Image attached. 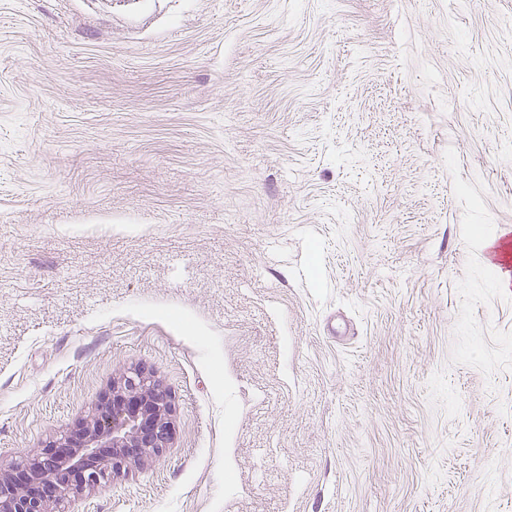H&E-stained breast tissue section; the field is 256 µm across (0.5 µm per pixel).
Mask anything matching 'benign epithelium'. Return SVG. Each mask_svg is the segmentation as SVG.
<instances>
[{
	"instance_id": "1",
	"label": "benign epithelium",
	"mask_w": 512,
	"mask_h": 512,
	"mask_svg": "<svg viewBox=\"0 0 512 512\" xmlns=\"http://www.w3.org/2000/svg\"><path fill=\"white\" fill-rule=\"evenodd\" d=\"M171 391L150 372L127 369L99 397L93 413L41 452L0 469V512H49L103 487L124 468L160 455L174 432Z\"/></svg>"
}]
</instances>
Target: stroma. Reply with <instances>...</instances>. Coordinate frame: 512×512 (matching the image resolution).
<instances>
[{"instance_id":"1","label":"stroma","mask_w":512,"mask_h":512,"mask_svg":"<svg viewBox=\"0 0 512 512\" xmlns=\"http://www.w3.org/2000/svg\"><path fill=\"white\" fill-rule=\"evenodd\" d=\"M512 0H0V468L174 397L79 512H512Z\"/></svg>"}]
</instances>
